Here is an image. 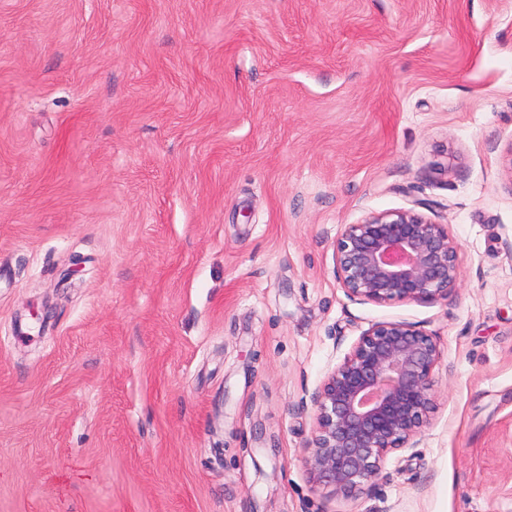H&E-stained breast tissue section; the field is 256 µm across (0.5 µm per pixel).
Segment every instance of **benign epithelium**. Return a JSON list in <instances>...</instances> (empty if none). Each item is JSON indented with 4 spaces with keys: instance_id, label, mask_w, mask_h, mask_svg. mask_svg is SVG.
<instances>
[{
    "instance_id": "7a95c632",
    "label": "benign epithelium",
    "mask_w": 512,
    "mask_h": 512,
    "mask_svg": "<svg viewBox=\"0 0 512 512\" xmlns=\"http://www.w3.org/2000/svg\"><path fill=\"white\" fill-rule=\"evenodd\" d=\"M336 279L351 300L448 299L460 278L459 246L448 225L413 209L371 213L336 240ZM441 350L400 321L372 324L315 395L305 460L315 486L346 492L374 480L389 453L414 444L434 408Z\"/></svg>"
}]
</instances>
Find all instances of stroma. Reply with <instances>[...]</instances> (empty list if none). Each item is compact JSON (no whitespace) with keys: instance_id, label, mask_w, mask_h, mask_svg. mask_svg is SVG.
Returning a JSON list of instances; mask_svg holds the SVG:
<instances>
[{"instance_id":"1","label":"stroma","mask_w":512,"mask_h":512,"mask_svg":"<svg viewBox=\"0 0 512 512\" xmlns=\"http://www.w3.org/2000/svg\"><path fill=\"white\" fill-rule=\"evenodd\" d=\"M419 205L458 288L347 298L342 225ZM382 321L435 407L312 486ZM0 512H512V0H0ZM440 358L437 343L408 323L364 330L315 395L305 460L312 484L346 492L374 480L389 453L414 444L434 408Z\"/></svg>"}]
</instances>
